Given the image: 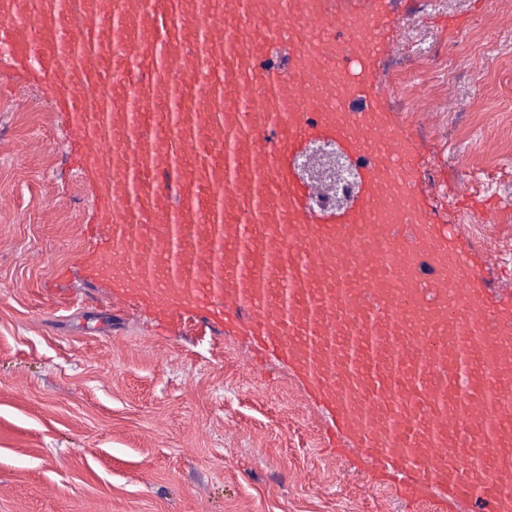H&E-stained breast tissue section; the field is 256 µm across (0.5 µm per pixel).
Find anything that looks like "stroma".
Here are the masks:
<instances>
[{
	"label": "stroma",
	"mask_w": 512,
	"mask_h": 512,
	"mask_svg": "<svg viewBox=\"0 0 512 512\" xmlns=\"http://www.w3.org/2000/svg\"><path fill=\"white\" fill-rule=\"evenodd\" d=\"M413 68L455 71L433 121L395 109L425 176L418 190L440 224L469 212L448 201L454 180L488 171L498 189L487 235L503 270L485 280L512 296V0H385ZM0 512H404L353 458L322 453L328 411L287 365L250 337L194 318L162 329L154 313L107 306L95 278L92 178L68 150L51 93L0 53ZM25 99L17 109L16 99Z\"/></svg>",
	"instance_id": "35a3bbf8"
}]
</instances>
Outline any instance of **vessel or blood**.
<instances>
[{
    "label": "vessel or blood",
    "mask_w": 512,
    "mask_h": 512,
    "mask_svg": "<svg viewBox=\"0 0 512 512\" xmlns=\"http://www.w3.org/2000/svg\"><path fill=\"white\" fill-rule=\"evenodd\" d=\"M381 0H0V51L49 88L94 178L111 303L251 336L333 415L369 481L512 512V299L417 191L377 62ZM333 141L358 193L313 211L294 159Z\"/></svg>",
    "instance_id": "vessel-or-blood-1"
}]
</instances>
